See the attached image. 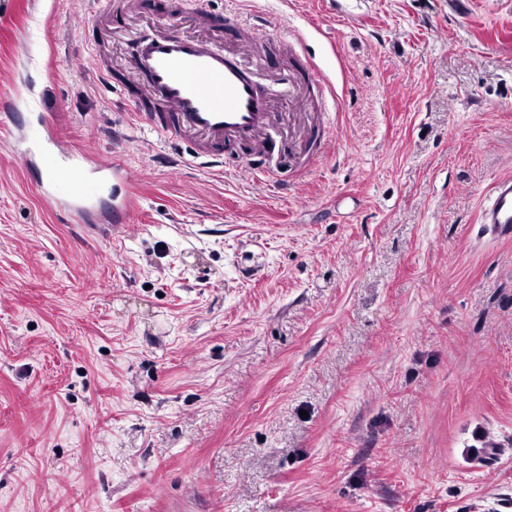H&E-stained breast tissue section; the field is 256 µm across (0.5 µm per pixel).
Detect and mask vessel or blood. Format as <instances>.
Listing matches in <instances>:
<instances>
[{"label": "vessel or blood", "mask_w": 512, "mask_h": 512, "mask_svg": "<svg viewBox=\"0 0 512 512\" xmlns=\"http://www.w3.org/2000/svg\"><path fill=\"white\" fill-rule=\"evenodd\" d=\"M224 28L235 40L245 42L253 59L245 65L237 54L213 51L202 40L174 33L139 43L129 63L132 77L144 78L151 88L153 108L145 121L154 129L182 138H202L196 159L223 165L222 146L241 150L239 173L256 183L274 181L276 169L270 131L279 114L271 100L257 88L251 66L265 61V19H243L236 10L224 15ZM47 179L39 193L53 199L57 181L70 180L71 189L62 205L63 216L80 224L128 223L136 207L135 190L141 178L121 162L76 171L74 163H60L55 151L44 154ZM118 188L111 209L96 200L105 183ZM480 223L512 236V178L495 181L480 210Z\"/></svg>", "instance_id": "1"}]
</instances>
